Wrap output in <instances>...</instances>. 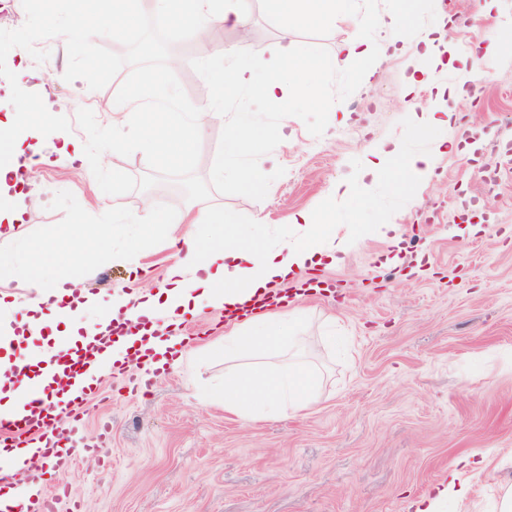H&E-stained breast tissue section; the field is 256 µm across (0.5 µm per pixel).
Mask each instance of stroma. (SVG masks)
I'll return each instance as SVG.
<instances>
[{
	"mask_svg": "<svg viewBox=\"0 0 512 512\" xmlns=\"http://www.w3.org/2000/svg\"><path fill=\"white\" fill-rule=\"evenodd\" d=\"M473 0H425L409 25L381 31L380 57L361 86L335 103L322 134L284 118L282 141L263 156V172L284 167L265 199L211 193L189 201L173 182L113 197L117 222L108 248L87 264L61 262L58 273L105 295L139 285L137 266L162 281L173 240L192 232L183 216L201 209L249 225L258 244L282 240L289 217L334 215L340 236L373 225L363 241L336 259L277 284L301 317V345L280 348L317 372L320 402L300 416L250 423L224 409V376L237 362L224 357L232 328L223 311L186 317L190 354L147 377L132 363L102 376L100 400L86 419L85 441L71 467L35 463L41 493L55 512H415L414 502L448 478L454 461L481 452L482 469L468 472L469 494L454 512H484L512 486V0H493L473 20ZM244 22L219 28L225 52L252 50L262 58L282 47L317 57L340 53L353 28L344 18L324 26L285 25L266 0H240ZM499 53L478 58L491 40ZM49 58L36 62L12 49L7 66L20 87L38 93L48 110L75 118L79 109L116 95L123 76L87 92L65 81V40L39 42ZM186 67L177 78L194 105L213 100L210 75L189 42L174 44ZM458 120L440 141L415 135L428 117ZM60 135L38 139L45 163L24 185L19 241L57 240L98 229L101 206L82 162L58 160ZM401 155L377 177L365 160L381 148ZM431 160L429 181L403 176L410 158ZM499 168L488 192L484 171ZM357 191L332 197L328 188ZM262 216V225L249 221ZM397 225L400 237L376 232ZM69 494L57 497L56 482Z\"/></svg>",
	"mask_w": 512,
	"mask_h": 512,
	"instance_id": "stroma-1",
	"label": "stroma"
}]
</instances>
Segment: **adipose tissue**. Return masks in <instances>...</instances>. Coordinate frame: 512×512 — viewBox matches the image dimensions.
Returning a JSON list of instances; mask_svg holds the SVG:
<instances>
[{
  "label": "adipose tissue",
  "instance_id": "adipose-tissue-1",
  "mask_svg": "<svg viewBox=\"0 0 512 512\" xmlns=\"http://www.w3.org/2000/svg\"><path fill=\"white\" fill-rule=\"evenodd\" d=\"M177 2L184 20L186 37L206 41L203 60L214 79L216 96L224 94V51L209 44L211 26L240 24L241 16L234 5H225L222 13L210 9L212 0H154L157 9L155 21L165 24L170 2ZM275 13L299 24H322L336 12L350 13L353 0H268ZM410 0H399V7L386 19L372 23L363 16L352 15L354 32L344 46V58H320L298 52H284L271 62L265 78L267 95L275 100L288 95H318L322 82L327 81L344 64L363 57L376 27L389 30L402 28L409 17ZM211 107L204 106L190 112L169 113L163 124L140 119L138 127L147 147L158 146L184 155L190 152L200 137L204 124L213 117ZM37 123L41 130L56 127L55 118L44 115L37 100L26 101L15 112L0 115V134L8 137L13 160L0 165V194L10 193L13 175L20 168V158L27 145V136L15 135L20 126ZM195 224H220L223 238L188 233L182 235L184 250L168 268L159 289L139 291L125 296L102 299L101 295L81 288L78 282L58 278L56 261L77 255L87 256L94 248L84 238L75 237L65 243H27L25 252L0 251V279H20L34 292L32 298L19 300L0 294V323L7 328L0 336V419H18L26 413L28 381L20 377L24 364L47 361L45 347H30L25 357L15 356V348L28 334L39 333L57 322H65L61 332L64 340L75 336H89L106 331L112 322L131 323L133 330L119 337L106 360L119 366L126 364L135 349H150L153 355L168 359L180 351L181 343L170 336L173 324L184 315L195 314L204 307L233 309L250 304L256 296L266 294L275 284L287 280L296 272L314 266L327 243L336 237V227L320 223L310 213L300 214L304 234L298 239L283 240L269 248L253 242L238 243L241 225L225 220L224 216L198 211L191 218ZM25 309L24 322L15 321L17 309ZM96 312L93 323H82L85 312ZM300 318L297 312L282 311L254 313L244 320L239 334L225 337L224 356L244 361L242 369L224 376V407L242 420L258 417H280L300 414L312 409L319 401L315 377L298 361L271 362L281 343L296 345ZM8 459L13 472L25 479L23 493L14 490L0 492V512H19V504L28 502L39 491V483L28 475L35 461L34 446L0 450Z\"/></svg>",
  "mask_w": 512,
  "mask_h": 512
}]
</instances>
